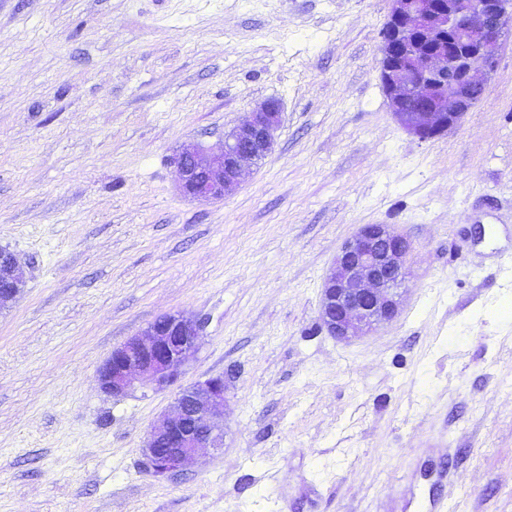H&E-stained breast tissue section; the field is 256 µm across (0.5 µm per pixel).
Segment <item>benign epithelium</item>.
Instances as JSON below:
<instances>
[{"label":"benign epithelium","mask_w":512,"mask_h":512,"mask_svg":"<svg viewBox=\"0 0 512 512\" xmlns=\"http://www.w3.org/2000/svg\"><path fill=\"white\" fill-rule=\"evenodd\" d=\"M509 25L505 0H390L382 33L379 78L397 123L421 141L456 128L487 89ZM417 102L415 111L404 102ZM280 107L268 100L248 113L214 153L187 144L173 157L180 191L222 200L239 184L243 165L272 151ZM411 243L387 224H364L346 241L321 289L320 320L346 340L392 321L408 270ZM25 287L17 257L0 248V310ZM201 323L182 312L164 314L131 337L99 369L100 390L124 394L139 383L153 390L175 386L202 344ZM224 376L178 388L169 411L148 434L145 454L153 475L169 477L204 448H224Z\"/></svg>","instance_id":"1"}]
</instances>
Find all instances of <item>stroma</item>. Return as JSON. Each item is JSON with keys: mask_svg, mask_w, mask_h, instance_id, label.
<instances>
[{"mask_svg": "<svg viewBox=\"0 0 512 512\" xmlns=\"http://www.w3.org/2000/svg\"><path fill=\"white\" fill-rule=\"evenodd\" d=\"M389 0H0V512H368L470 445L455 512H512V28L486 95L421 141L378 77ZM275 100L224 200L169 159ZM364 224L412 243L398 316L347 341L322 281ZM200 319L182 378L224 375L222 452L144 449L173 393L97 371L159 316ZM24 270L17 257L0 248V310L8 309L25 287Z\"/></svg>", "mask_w": 512, "mask_h": 512, "instance_id": "1", "label": "stroma"}]
</instances>
